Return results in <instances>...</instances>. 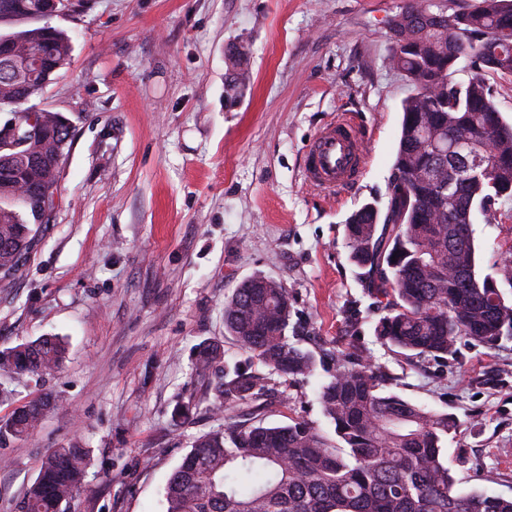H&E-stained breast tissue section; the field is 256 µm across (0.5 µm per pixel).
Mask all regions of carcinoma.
<instances>
[{"mask_svg":"<svg viewBox=\"0 0 512 512\" xmlns=\"http://www.w3.org/2000/svg\"><path fill=\"white\" fill-rule=\"evenodd\" d=\"M37 0H0V46L13 59L33 63L14 69L0 58V111L20 127L29 126L28 103L43 95L50 80L70 60V38L32 10ZM391 62L410 83L402 103L400 133L386 202L365 204L345 223L351 258L363 270L365 294L382 315L377 340L408 359H445L467 341L494 348L512 340V303L500 284L512 286V264L496 275L476 270L473 227L453 223L448 197L473 214H487L502 195L484 178L454 181L455 159L440 157L430 141L463 131L488 147L489 161L512 183V123L494 101L482 72L512 76V0H476L467 11L448 13L435 0H406L391 19ZM469 58L472 73L454 79L456 65ZM235 98L248 80L245 46L232 44L225 56ZM60 113L41 110L45 134L26 155L0 161V278L24 265L38 242L45 201L57 181L70 130ZM402 221L400 228L394 223ZM288 289L264 275L243 281L224 302V331L244 362L257 360L291 380L315 374L313 352L288 335ZM60 336H40L0 347V403L13 395L8 382L40 380L60 370L66 358ZM339 365L318 390L329 428L303 419L268 425L262 418L266 377L236 361H224L218 342L200 347L195 374L207 382L212 412L224 417L216 431L199 436L165 487V512H512V497L486 489L459 491L445 460L444 444L456 430L455 418L404 400L388 391L391 377L351 342L336 349ZM63 404L44 395L0 419V441L34 435L46 413ZM196 410L192 402L174 409L181 427ZM90 450L53 448L25 490L20 512H76Z\"/></svg>","mask_w":512,"mask_h":512,"instance_id":"cac0c4a2","label":"carcinoma"}]
</instances>
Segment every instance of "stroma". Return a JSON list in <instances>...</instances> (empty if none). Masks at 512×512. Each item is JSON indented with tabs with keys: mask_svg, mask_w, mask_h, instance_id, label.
<instances>
[{
	"mask_svg": "<svg viewBox=\"0 0 512 512\" xmlns=\"http://www.w3.org/2000/svg\"><path fill=\"white\" fill-rule=\"evenodd\" d=\"M404 0H89L53 18L69 63L38 98L72 126L58 206L10 282H0V345L65 337L64 368L14 384L0 417L44 393L63 396L38 431L0 441V512H18L48 449L90 451L77 512H163V488L193 440L219 427L193 368L224 345V302L264 274L289 291V335L315 355L357 337L393 393L453 414L447 460L458 487L512 497V341L459 344L415 362L382 346L380 313L350 259L345 222L383 199L410 93L391 64L389 24ZM249 45L250 81L225 98L229 43ZM357 114L369 159L329 199L306 189L302 153L333 114ZM482 272L512 251V200L478 218ZM314 376H272L269 423L325 426ZM197 417L174 427L179 402Z\"/></svg>",
	"mask_w": 512,
	"mask_h": 512,
	"instance_id": "35a3bbf8",
	"label": "stroma"
}]
</instances>
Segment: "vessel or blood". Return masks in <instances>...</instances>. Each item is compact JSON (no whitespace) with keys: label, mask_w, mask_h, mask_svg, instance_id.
<instances>
[{"label":"vessel or blood","mask_w":512,"mask_h":512,"mask_svg":"<svg viewBox=\"0 0 512 512\" xmlns=\"http://www.w3.org/2000/svg\"><path fill=\"white\" fill-rule=\"evenodd\" d=\"M366 159L359 123L353 114L340 112L312 136L304 153L303 180L332 198L358 183Z\"/></svg>","instance_id":"obj_1"}]
</instances>
